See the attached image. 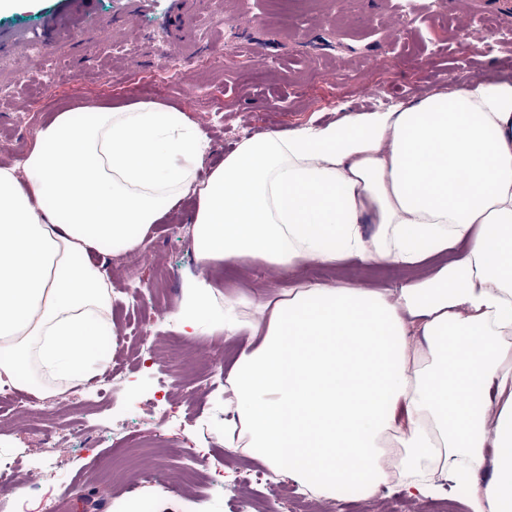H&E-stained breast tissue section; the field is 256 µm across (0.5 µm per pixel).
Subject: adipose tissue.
<instances>
[{"label": "adipose tissue", "instance_id": "1", "mask_svg": "<svg viewBox=\"0 0 512 512\" xmlns=\"http://www.w3.org/2000/svg\"><path fill=\"white\" fill-rule=\"evenodd\" d=\"M208 147L166 105L92 106L0 166V378L104 366L112 291L85 252L137 249L191 194L200 271L172 319L185 336L246 339L224 377L225 447L315 496L461 479L470 512H512V82L247 137L201 181ZM460 243L424 282L291 285L247 318L209 280L223 261L412 267Z\"/></svg>", "mask_w": 512, "mask_h": 512}]
</instances>
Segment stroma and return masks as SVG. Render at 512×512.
<instances>
[{
  "instance_id": "stroma-1",
  "label": "stroma",
  "mask_w": 512,
  "mask_h": 512,
  "mask_svg": "<svg viewBox=\"0 0 512 512\" xmlns=\"http://www.w3.org/2000/svg\"><path fill=\"white\" fill-rule=\"evenodd\" d=\"M200 19L187 50L174 64L157 55L179 29L172 0H19L0 12V138L11 139L0 164L21 161L34 134L62 112L95 105L156 102L174 106L209 140L198 167L209 174L246 137L288 133L309 123L427 96L458 82L512 80V49L500 41L503 0H195ZM136 26L123 25L128 14ZM228 17L240 27H225ZM43 42L49 61L31 58ZM28 78L16 82L17 59ZM70 77L46 85L50 61ZM377 92L366 99L365 87ZM197 208L182 198L151 226L142 261L115 267L109 255L90 250L107 267L112 284V324L131 358L114 370L105 396L74 392L63 406L37 415L17 412L0 399V469L16 479L11 502L0 512H288L305 501L307 512H428L432 502L467 512L464 486H446L436 499L410 498L383 486L363 498L351 490L306 497L296 481L272 483L273 469L244 449L221 444L224 375L241 345L224 335L187 338L171 319L181 285L197 274L188 235ZM433 265L402 269L347 261L324 266L302 261L282 274L247 259L215 265L218 294L250 305L290 283L321 282L356 288H394L432 275ZM101 434L81 447L72 431ZM160 432L166 445L143 457L149 483L114 474L116 463L139 452L146 435ZM69 441L58 473L35 480L30 455L39 436ZM188 454L204 481L191 489L170 448Z\"/></svg>"
}]
</instances>
